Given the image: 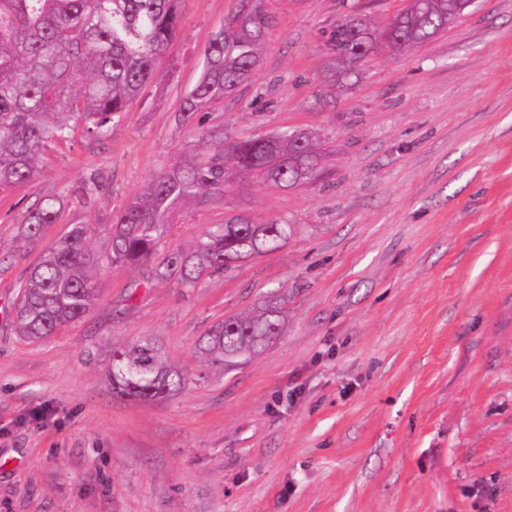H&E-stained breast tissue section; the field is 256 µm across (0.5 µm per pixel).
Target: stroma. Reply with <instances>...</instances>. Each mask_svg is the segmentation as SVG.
Listing matches in <instances>:
<instances>
[{
    "label": "stroma",
    "instance_id": "stroma-1",
    "mask_svg": "<svg viewBox=\"0 0 512 512\" xmlns=\"http://www.w3.org/2000/svg\"><path fill=\"white\" fill-rule=\"evenodd\" d=\"M237 2L184 0L178 41L111 136L74 123L35 185L0 194V512H512V0H476L346 74L337 24L380 31L410 0H271L257 70L202 126L308 132L317 175L285 187L230 170L219 202L172 214L161 249L236 217L289 225L287 242L189 289L102 264L86 316L39 342L17 334L43 249L86 224L106 254L113 215L153 174L216 151L175 115ZM45 196L62 216L26 241ZM272 290L279 336L237 370L206 369L198 340ZM141 336L206 381L114 393L112 352Z\"/></svg>",
    "mask_w": 512,
    "mask_h": 512
}]
</instances>
